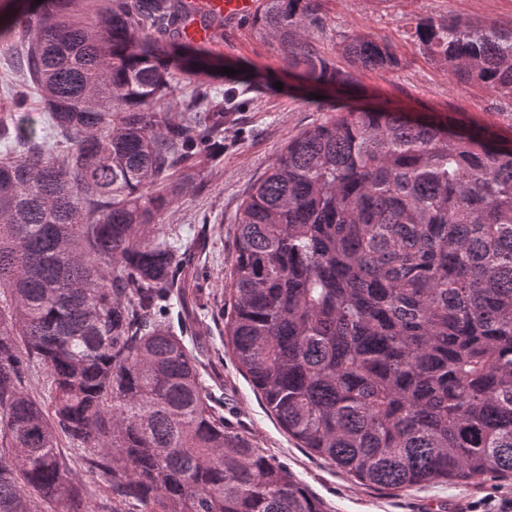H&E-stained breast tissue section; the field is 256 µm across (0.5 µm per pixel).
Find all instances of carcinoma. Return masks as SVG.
<instances>
[{"mask_svg": "<svg viewBox=\"0 0 512 512\" xmlns=\"http://www.w3.org/2000/svg\"><path fill=\"white\" fill-rule=\"evenodd\" d=\"M324 0L250 18L308 91L351 74L321 50ZM41 0L0 27L44 122L0 115V512H91L60 441L127 512H324L224 423L183 340L161 217L236 119L239 75L182 42L186 0ZM459 86L512 102V20L416 23ZM354 69L395 68L342 35ZM196 79L182 118L164 108ZM237 211L224 345L298 447L363 485L512 474V144L456 111L321 99ZM42 363L49 401L24 387Z\"/></svg>", "mask_w": 512, "mask_h": 512, "instance_id": "obj_1", "label": "carcinoma"}]
</instances>
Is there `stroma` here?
Instances as JSON below:
<instances>
[{
    "label": "stroma",
    "mask_w": 512,
    "mask_h": 512,
    "mask_svg": "<svg viewBox=\"0 0 512 512\" xmlns=\"http://www.w3.org/2000/svg\"><path fill=\"white\" fill-rule=\"evenodd\" d=\"M457 15L485 22L512 18V0H324L325 28L320 44L327 58L352 83L338 97L344 102L388 100L414 113L454 110L467 119L496 126L512 138V103L480 87H461L447 70L428 61L413 36L419 18ZM363 34L389 44L400 65L395 69L351 70L339 48L341 34ZM209 51L223 66L244 71L248 104L236 123L227 125L212 158L183 181L184 189L165 223L193 241L188 267V308L195 321L184 336L200 352L221 401L224 420L285 465L327 512H497L512 499V476L469 484L436 483L407 490L358 484L345 472L296 447L267 411L249 380L224 348L225 274L234 256L235 216L241 201L289 138L320 119L289 71L275 41L263 38L241 19L215 29ZM65 464L82 486L92 512H112V493L80 450L61 442Z\"/></svg>",
    "instance_id": "35a3bbf8"
}]
</instances>
